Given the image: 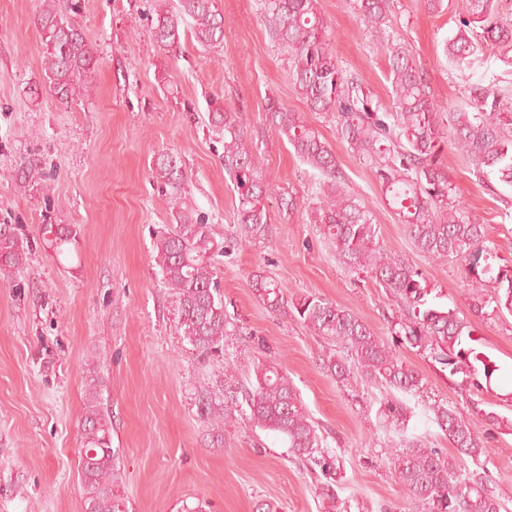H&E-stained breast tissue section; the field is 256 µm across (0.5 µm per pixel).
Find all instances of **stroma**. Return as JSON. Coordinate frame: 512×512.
<instances>
[{"label": "stroma", "mask_w": 512, "mask_h": 512, "mask_svg": "<svg viewBox=\"0 0 512 512\" xmlns=\"http://www.w3.org/2000/svg\"><path fill=\"white\" fill-rule=\"evenodd\" d=\"M172 0H59L96 58L88 95L64 105L44 80L35 21L43 0H0V224L17 225L30 251L24 266L0 274V512H84L79 421L89 387L112 421L120 492L127 512H324L319 480L285 442L244 421L202 420L198 389L253 380V363L278 364L297 388L328 450L342 455L339 492L350 512H411L390 450L398 437L378 415L383 391L358 370L345 379L323 368L330 352L295 320L268 312L252 276H272L286 297L309 294L354 312L397 357L425 379L431 399L469 416L483 438L487 485L512 510V434L484 414L512 415V314L478 315L476 292L461 262L418 253L384 200L373 173L348 149L330 112H314L290 78L287 53L275 42L259 0H215L224 41L201 47L182 33L170 50L151 26ZM329 50L382 103L390 104L389 63L363 30L350 0H320ZM462 0H394L392 35L422 70L433 100L462 103L469 83L451 73L443 51ZM237 113L261 175L276 193L271 232L215 259L233 336L224 354L197 359L184 350L153 258L156 234L172 223L171 204L152 169L158 154L180 159L191 200L217 236L238 222L234 185L224 169V143L208 124L214 102ZM280 106L299 113L336 157L347 189L370 211L379 238L423 272L440 304L467 318L477 351L504 372L501 384L475 389L432 359L395 341L393 318L404 305L375 280L351 272L311 223L319 179L295 154L270 117ZM442 162L486 245L512 267V187L482 183L468 159L445 150ZM36 174H29V167ZM47 224L75 226V244L56 254L42 241ZM409 437L440 449L460 473L473 469L416 398ZM223 434L224 444L211 437Z\"/></svg>", "instance_id": "stroma-1"}]
</instances>
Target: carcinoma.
<instances>
[{
    "mask_svg": "<svg viewBox=\"0 0 512 512\" xmlns=\"http://www.w3.org/2000/svg\"><path fill=\"white\" fill-rule=\"evenodd\" d=\"M352 4L366 32L388 56L393 90L389 106L365 93L361 81L343 69L326 47L319 0H261V10L275 40L288 53L295 87L311 110L336 114L338 135L374 173L389 206L407 226L414 248L432 260L462 261L477 288L494 284L495 294L479 300L474 313H483L487 306L512 313V270L495 269L489 263L487 225L471 219L441 159L450 146L471 160L477 175H491L512 186V93L493 74L470 87L463 104H436L409 53L391 37L393 0H352ZM464 5L457 32L444 40L448 66L461 74L484 66L496 47L512 50V22L501 16L499 0H464ZM183 25L202 46L224 40V18L214 0H174L171 9L157 14L154 42L163 50L174 47ZM36 27L44 79L59 102L67 105L88 92L85 74L94 51L72 20L51 4L39 12ZM277 117L294 152L322 176V205L315 223L324 225V238L336 256L349 270L375 278L405 303L406 314L392 325L398 342L429 356L452 376L462 373L468 379L467 370L476 366L483 381L474 386H491L499 366L471 345L470 322L434 302L423 273L380 243L377 225L344 186L328 144L304 125L299 113L279 111ZM209 125L224 134V169L234 182L238 224L224 240L216 239L208 217L189 198L176 157L162 153L153 164L174 218V224L156 236L155 262L168 288L175 329L188 350L204 360L224 353V339L229 336L224 297L211 258L265 238L272 195L262 181L260 158L247 147L236 114L218 106L209 113ZM45 234L51 235L49 246L60 252L75 239L76 230L52 224ZM27 252L28 244L16 229L0 224V272L23 265ZM252 287L270 313L294 317L312 335L350 352L349 360L328 356L324 368L331 375L344 378L352 361L369 382L386 392L381 414L386 427L400 437L391 460L413 512H502L501 500L480 472L462 478L439 449L422 447L407 436L410 415L399 395H424V378L397 359L355 313L318 296L290 300L279 283L265 275H255ZM254 373L255 382L241 389L240 401L233 397L219 405L210 390L201 389L199 406L205 418L231 421L240 416L281 436L289 454L319 469L324 479L322 498L331 504L328 512H345L338 498L341 461L323 446L296 388L274 363L259 361ZM428 411L459 457L481 463L486 448L466 415L440 401L431 403ZM80 425L83 449L94 451L81 459L84 512H126L124 499L116 492L119 470L112 424L94 390L89 392Z\"/></svg>",
    "mask_w": 512,
    "mask_h": 512,
    "instance_id": "1",
    "label": "carcinoma"
}]
</instances>
